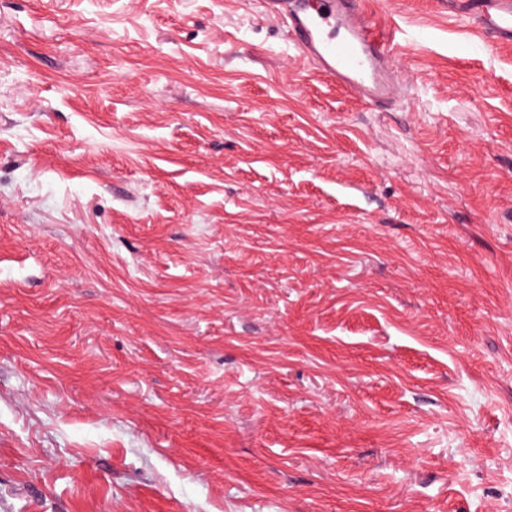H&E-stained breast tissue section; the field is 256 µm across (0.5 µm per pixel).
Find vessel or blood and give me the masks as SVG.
Returning a JSON list of instances; mask_svg holds the SVG:
<instances>
[{"mask_svg":"<svg viewBox=\"0 0 512 512\" xmlns=\"http://www.w3.org/2000/svg\"><path fill=\"white\" fill-rule=\"evenodd\" d=\"M494 43L512 44V0H459ZM283 18L288 43L332 82L376 107L406 92L391 63L396 33L362 8L363 0H267Z\"/></svg>","mask_w":512,"mask_h":512,"instance_id":"vessel-or-blood-1","label":"vessel or blood"}]
</instances>
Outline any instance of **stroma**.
I'll list each match as a JSON object with an SVG mask.
<instances>
[{
  "mask_svg": "<svg viewBox=\"0 0 512 512\" xmlns=\"http://www.w3.org/2000/svg\"><path fill=\"white\" fill-rule=\"evenodd\" d=\"M367 8L0 0V512H512V45ZM283 18L288 43L333 83L350 89L370 107L395 99L407 85L391 63L396 32L384 30L362 0H267Z\"/></svg>",
  "mask_w": 512,
  "mask_h": 512,
  "instance_id": "stroma-1",
  "label": "stroma"
}]
</instances>
